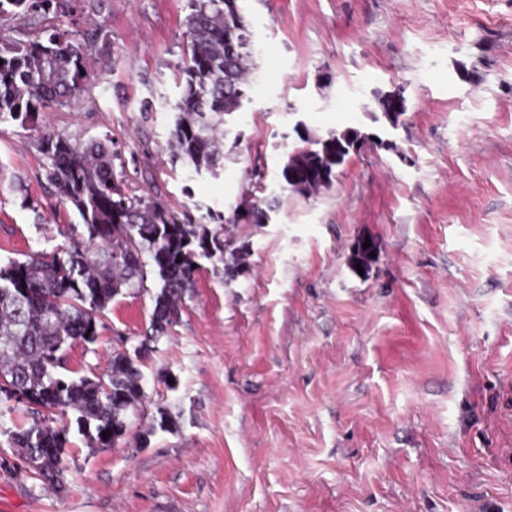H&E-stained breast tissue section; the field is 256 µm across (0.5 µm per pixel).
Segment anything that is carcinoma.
<instances>
[{
  "label": "carcinoma",
  "mask_w": 512,
  "mask_h": 512,
  "mask_svg": "<svg viewBox=\"0 0 512 512\" xmlns=\"http://www.w3.org/2000/svg\"><path fill=\"white\" fill-rule=\"evenodd\" d=\"M78 2L0 0V27L21 15L69 19ZM241 2L188 0V40L177 64L181 93L167 147L191 174L215 177L224 169L226 117L252 102L253 33ZM96 40L80 42L64 24L33 38L0 31V122L35 133L49 160L48 181L81 220L60 230L68 240L63 250L0 265V406L11 413L21 408L29 419L9 431L7 442L33 478L58 488L68 470L71 428L89 448H116L131 418L144 414L143 359L179 320L199 260L210 261L221 278L242 273L244 246L224 237V225L264 224L274 211L258 171L230 216L209 209L204 224L189 209L178 213L129 191L124 173L115 170L112 145L83 143L43 123L48 109L78 101L95 79L90 56ZM378 103L397 127L406 113L403 96L389 93ZM296 134L300 144L288 152L282 177L291 191L307 195L330 187L336 168L377 138L356 127L326 137L305 127ZM150 277L157 287L152 334L131 353L113 351L100 376L69 369L68 349L96 344L112 300L146 289ZM179 419L158 404L137 438L145 446L157 432L176 429Z\"/></svg>",
  "instance_id": "obj_1"
}]
</instances>
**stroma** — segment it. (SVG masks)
<instances>
[{"instance_id": "35a3bbf8", "label": "stroma", "mask_w": 512, "mask_h": 512, "mask_svg": "<svg viewBox=\"0 0 512 512\" xmlns=\"http://www.w3.org/2000/svg\"><path fill=\"white\" fill-rule=\"evenodd\" d=\"M245 6L253 102L217 179L167 152L187 0L89 2L77 18L106 36L103 79L51 112L56 129L111 140L128 188L177 212L231 211L255 167L277 202L271 223L225 225L247 271L223 282L202 264L144 363L179 428L95 452L71 435L61 489L2 467L0 512H512V0ZM397 91L393 127L377 98ZM300 121L382 144L303 196L281 175ZM78 221L37 141L0 123V264L56 250ZM152 309L149 291L114 299L70 367L102 373Z\"/></svg>"}]
</instances>
